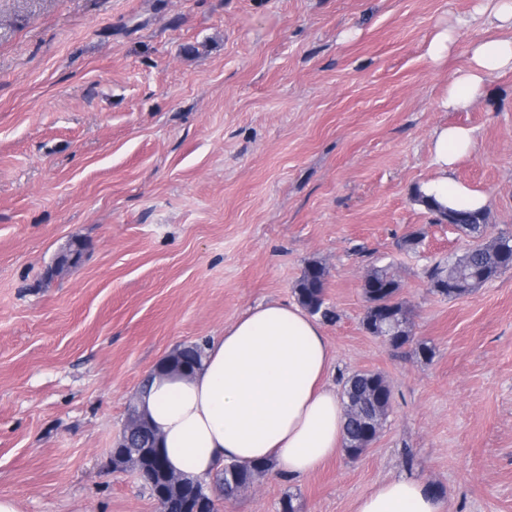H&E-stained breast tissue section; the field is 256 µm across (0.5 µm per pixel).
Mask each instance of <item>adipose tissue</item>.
Here are the masks:
<instances>
[{
	"label": "adipose tissue",
	"mask_w": 512,
	"mask_h": 512,
	"mask_svg": "<svg viewBox=\"0 0 512 512\" xmlns=\"http://www.w3.org/2000/svg\"><path fill=\"white\" fill-rule=\"evenodd\" d=\"M476 11L491 34L471 46L449 81L442 104L451 112L468 111L490 75L512 72V0H480ZM433 146L437 174L425 194L451 208L483 209L484 194L455 177L457 161L474 149L471 130L448 124ZM331 360L320 323L296 304L271 300L208 342L192 375L149 371L137 402L175 472L206 481L233 461L300 477L343 446L344 405L326 382ZM354 512H445V503L423 481L402 476L363 495Z\"/></svg>",
	"instance_id": "adipose-tissue-1"
}]
</instances>
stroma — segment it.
Here are the masks:
<instances>
[{
  "label": "stroma",
  "mask_w": 512,
  "mask_h": 512,
  "mask_svg": "<svg viewBox=\"0 0 512 512\" xmlns=\"http://www.w3.org/2000/svg\"><path fill=\"white\" fill-rule=\"evenodd\" d=\"M475 4L0 0V495L20 512H158L111 463L145 374L295 302L316 262L338 314L322 324L327 382L380 373L388 420L359 458L263 473L218 512H354L401 476L446 512H512V269L431 292L427 269L473 240L414 199L436 176L435 131L463 125L475 148L456 178L486 194L489 234H512V73L468 111L440 105L488 34ZM375 266L400 283L398 350L361 324ZM457 41L456 25H448V29L437 34L429 46V54L437 61L451 56Z\"/></svg>",
  "instance_id": "stroma-1"
}]
</instances>
